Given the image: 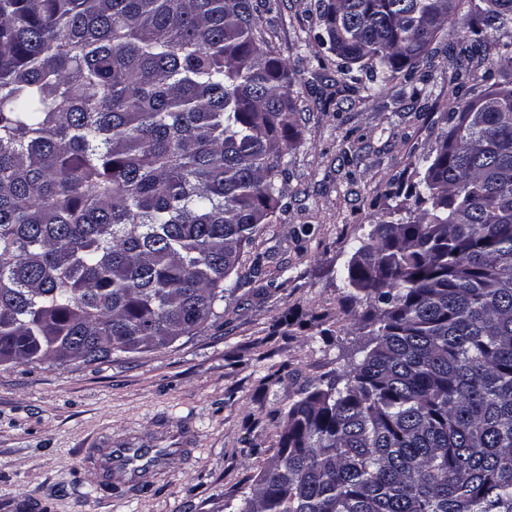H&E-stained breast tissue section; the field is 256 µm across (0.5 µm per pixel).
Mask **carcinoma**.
<instances>
[{
    "mask_svg": "<svg viewBox=\"0 0 512 512\" xmlns=\"http://www.w3.org/2000/svg\"><path fill=\"white\" fill-rule=\"evenodd\" d=\"M261 7L0 0V364H101L218 317L288 179L294 70ZM314 7L329 80L361 99L401 77L419 110L442 34L486 71L454 73L467 99L406 188L419 213L349 261L351 298L380 305L362 358L289 405L227 508L512 512V0Z\"/></svg>",
    "mask_w": 512,
    "mask_h": 512,
    "instance_id": "carcinoma-1",
    "label": "carcinoma"
}]
</instances>
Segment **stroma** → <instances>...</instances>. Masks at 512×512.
I'll return each mask as SVG.
<instances>
[{
	"instance_id": "obj_1",
	"label": "stroma",
	"mask_w": 512,
	"mask_h": 512,
	"mask_svg": "<svg viewBox=\"0 0 512 512\" xmlns=\"http://www.w3.org/2000/svg\"><path fill=\"white\" fill-rule=\"evenodd\" d=\"M314 0H270L259 29L298 69L296 136L284 157L286 210L241 255L219 318L196 334L102 364H0V512H227L275 456L288 406L350 365L367 305L349 298V260L378 220L407 217L389 192L415 157L434 155L455 97L439 36L425 112L403 106L411 85L339 100L314 38ZM192 439L143 485L112 492L83 463L88 449L127 441L161 448L169 430Z\"/></svg>"
}]
</instances>
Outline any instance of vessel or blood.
Wrapping results in <instances>:
<instances>
[{
	"instance_id": "1",
	"label": "vessel or blood",
	"mask_w": 512,
	"mask_h": 512,
	"mask_svg": "<svg viewBox=\"0 0 512 512\" xmlns=\"http://www.w3.org/2000/svg\"><path fill=\"white\" fill-rule=\"evenodd\" d=\"M170 443L164 448H137L119 445L101 448L93 453L88 463L99 474L105 485L138 486L147 475L159 472L165 459L183 453L184 436L180 430H172Z\"/></svg>"
}]
</instances>
